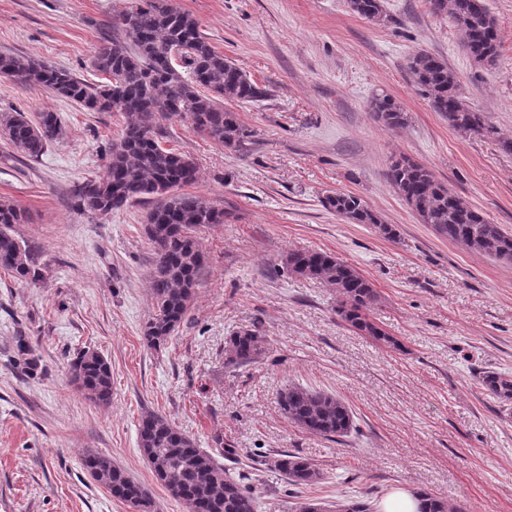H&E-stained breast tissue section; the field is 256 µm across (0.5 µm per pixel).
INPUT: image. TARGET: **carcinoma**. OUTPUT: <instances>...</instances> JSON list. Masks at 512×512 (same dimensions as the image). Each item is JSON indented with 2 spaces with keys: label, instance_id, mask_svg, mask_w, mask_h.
I'll return each mask as SVG.
<instances>
[{
  "label": "carcinoma",
  "instance_id": "obj_1",
  "mask_svg": "<svg viewBox=\"0 0 512 512\" xmlns=\"http://www.w3.org/2000/svg\"><path fill=\"white\" fill-rule=\"evenodd\" d=\"M350 10L368 21L383 17V0H349ZM432 12L448 17L464 33L467 56L481 65L494 63L499 46L498 25L484 0H429ZM113 35L94 49L91 67L105 81L93 84L33 56L0 53V75L23 86H39L76 102L89 112H119L123 126L118 139L105 151L104 170L78 184L72 198L88 214L101 215L127 204L153 201L144 219V233L153 251L152 294L156 314L143 328L147 345L157 348L186 321L198 286L204 256L193 235L202 224H222L229 214L206 198L183 191L197 183L198 168L185 153L161 144L160 121H186L206 139L234 149L253 136L237 113L224 102L249 104L267 96V89L244 73L232 59L215 49L189 13L173 0H130L112 21ZM179 50V56L172 55ZM415 89L429 99L434 111L462 136L491 135L482 113L462 96L455 72L441 56L422 51L407 61ZM372 118L389 128L405 125L407 115L387 94L369 102ZM0 133L13 148L37 158L62 134L54 112H39L31 119L21 112L0 114ZM389 185L424 224L454 243L512 262V234L491 223L479 210L436 180L431 171L409 160L391 163ZM325 206L352 224H371L387 238L396 237L361 198L336 192ZM25 221L12 200L0 201V270L21 282H36L39 269L26 247L13 234ZM288 272L320 279L336 289V313L352 329L394 349L397 339L372 321L370 311L378 296L372 284L353 265L318 250H292L285 257ZM25 373L34 376L38 359L25 336L15 337ZM265 337L244 329L229 337V362L245 365L264 350ZM71 381L100 406L112 401V367L103 356L81 351L70 364ZM486 391L503 403H512V375L487 370L480 375ZM289 420L328 440L355 431L354 414L336 396L321 390L290 385L280 398ZM138 442L155 477L168 493L182 501L188 512H257L256 496L194 439L163 415L144 411L138 421ZM84 466L95 482L113 497L138 509L155 512L149 490L130 479L108 455L94 452ZM275 467L288 483L304 488L321 479L307 459L284 452ZM419 512H450L448 504L427 491L416 492ZM370 512L365 500H338L334 510L308 499L300 512Z\"/></svg>",
  "mask_w": 512,
  "mask_h": 512
}]
</instances>
